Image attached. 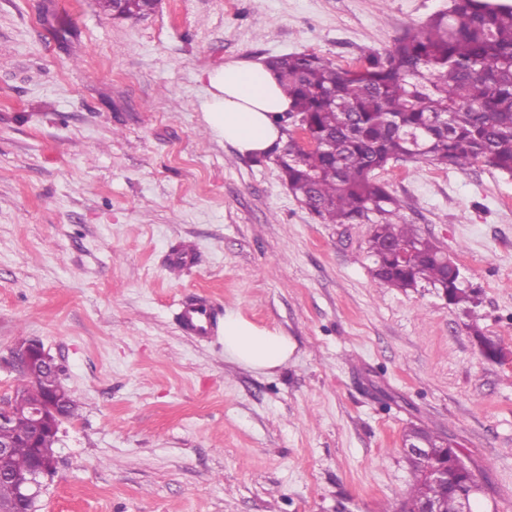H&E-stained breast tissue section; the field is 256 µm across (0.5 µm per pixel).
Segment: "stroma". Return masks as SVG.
I'll return each mask as SVG.
<instances>
[{
    "instance_id": "1",
    "label": "stroma",
    "mask_w": 512,
    "mask_h": 512,
    "mask_svg": "<svg viewBox=\"0 0 512 512\" xmlns=\"http://www.w3.org/2000/svg\"><path fill=\"white\" fill-rule=\"evenodd\" d=\"M450 0H0V398L41 342L77 404L36 512H395L404 431L450 435L512 512V178L400 160L375 177L469 302L374 275L368 224H323L201 111L206 72L314 52L356 68ZM196 250L179 275V245ZM202 293L288 336L257 371L177 312ZM110 0H102L100 3L101 10L104 13H111L114 17H117L120 10L123 0H113L112 5L109 2ZM148 2L151 5V10H155L158 5L162 2L161 0H124L122 5V17L123 19H139L145 14H147Z\"/></svg>"
}]
</instances>
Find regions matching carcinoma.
I'll list each match as a JSON object with an SVG mask.
<instances>
[{
    "instance_id": "obj_1",
    "label": "carcinoma",
    "mask_w": 512,
    "mask_h": 512,
    "mask_svg": "<svg viewBox=\"0 0 512 512\" xmlns=\"http://www.w3.org/2000/svg\"><path fill=\"white\" fill-rule=\"evenodd\" d=\"M147 0H124L122 18L147 14ZM285 94L288 112L277 116L288 141L274 161L288 190L323 224H371L370 252L376 277L392 288L448 280V301H468L458 275L446 271L441 250L414 224L395 220L400 201L375 172L400 159L430 160L464 170L476 163L512 177V0H451L420 28L399 34L384 53L371 51L356 69H344L315 53L266 60ZM299 125L306 139L294 137ZM411 250L401 267L389 256ZM21 401L40 405L61 384L60 373L34 380L19 374ZM27 426L1 428L13 443L5 472L31 469ZM413 483L400 512H414L428 498L457 512L460 486L430 482L426 469L409 462ZM17 500L15 485L0 477V507Z\"/></svg>"
}]
</instances>
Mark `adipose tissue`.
I'll list each match as a JSON object with an SVG mask.
<instances>
[{"mask_svg": "<svg viewBox=\"0 0 512 512\" xmlns=\"http://www.w3.org/2000/svg\"><path fill=\"white\" fill-rule=\"evenodd\" d=\"M206 80L202 110L217 137L243 155H263L281 144L283 133L276 117L288 111L290 101L260 62H228L208 71ZM222 334L225 353L255 370L281 367L293 351L287 336L259 327L234 311L225 313Z\"/></svg>", "mask_w": 512, "mask_h": 512, "instance_id": "adipose-tissue-1", "label": "adipose tissue"}]
</instances>
